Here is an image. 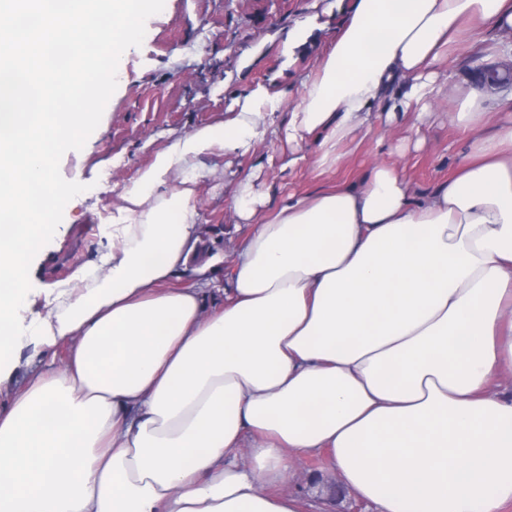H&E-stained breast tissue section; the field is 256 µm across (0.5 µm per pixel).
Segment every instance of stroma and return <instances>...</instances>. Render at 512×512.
Here are the masks:
<instances>
[{"instance_id":"obj_1","label":"stroma","mask_w":512,"mask_h":512,"mask_svg":"<svg viewBox=\"0 0 512 512\" xmlns=\"http://www.w3.org/2000/svg\"><path fill=\"white\" fill-rule=\"evenodd\" d=\"M332 0H162L160 10L142 21L143 36L126 54L121 74L108 89V107L98 113L91 138L59 154L55 185L72 188L57 234L29 261L27 301L14 314L17 335L43 311L56 288L69 287L74 273L87 268L105 274L102 257L112 244L106 215L121 205L120 191L146 167L155 151L174 139L223 119L257 87L283 94L279 111L268 114L266 134L250 151L201 157L195 201L198 241L186 266L168 282L172 288H204L207 309L224 305L226 269L252 227L239 223L234 202L243 184L274 212L288 194H309L342 181L360 180L377 156L375 135L349 147L342 168L323 174L309 164L289 166L290 151L279 132L300 98V80L335 41L342 14ZM319 24L308 44L289 51L288 31L308 16ZM497 35L485 30L477 47L462 52L443 72L451 82L473 84V70L507 61L512 52L491 54ZM455 102L443 98L426 119L425 144L402 164L417 193L430 192L448 179L469 133L453 118ZM337 479L325 454H304L294 461L289 490L308 499L311 512H372L355 493L330 494Z\"/></svg>"}]
</instances>
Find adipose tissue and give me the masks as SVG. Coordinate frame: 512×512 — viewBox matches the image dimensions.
I'll return each instance as SVG.
<instances>
[{
    "mask_svg": "<svg viewBox=\"0 0 512 512\" xmlns=\"http://www.w3.org/2000/svg\"><path fill=\"white\" fill-rule=\"evenodd\" d=\"M0 27V377L20 341L27 259L71 190L56 155L94 128L103 89L161 0H9ZM512 32V0H351L301 82L288 160L340 169L358 133L403 156L447 95L440 67L471 25ZM96 42L68 56L74 33ZM473 138L456 172L414 198L400 166L270 214L252 231L223 308L171 288L198 238L195 162L249 150L279 94L258 89L222 121L176 138L121 192L108 271L35 316L32 340L71 347L0 408V512H306L284 485L293 457L326 452L376 512H502L512 503V121L489 131L476 86H456ZM314 142L313 159L299 148ZM179 187H170L173 171Z\"/></svg>",
    "mask_w": 512,
    "mask_h": 512,
    "instance_id": "ef3b65f1",
    "label": "adipose tissue"
}]
</instances>
